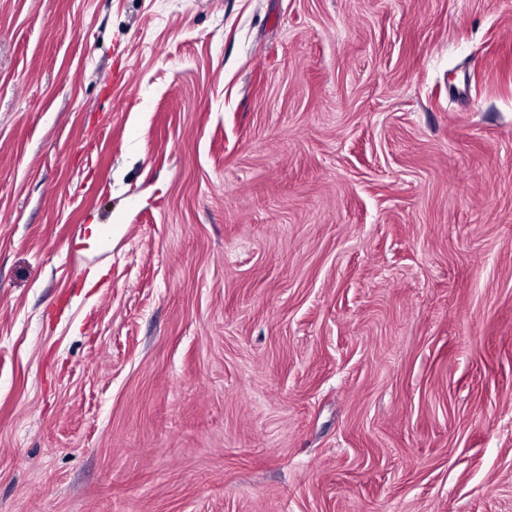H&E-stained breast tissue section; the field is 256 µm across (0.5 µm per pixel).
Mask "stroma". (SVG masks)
<instances>
[{"label":"stroma","mask_w":512,"mask_h":512,"mask_svg":"<svg viewBox=\"0 0 512 512\" xmlns=\"http://www.w3.org/2000/svg\"><path fill=\"white\" fill-rule=\"evenodd\" d=\"M0 512H512V0H0Z\"/></svg>","instance_id":"1"}]
</instances>
